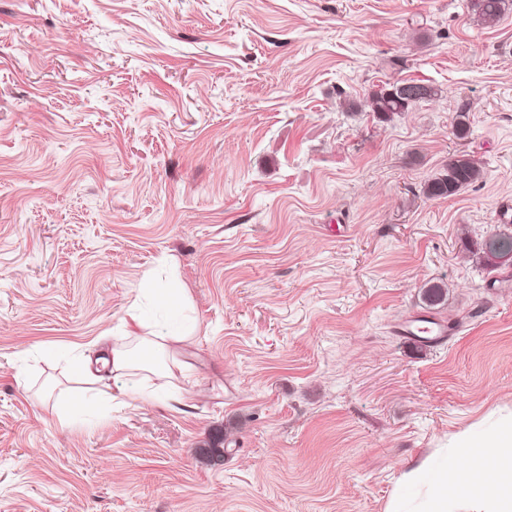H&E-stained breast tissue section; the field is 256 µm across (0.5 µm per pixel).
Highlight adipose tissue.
<instances>
[{"label": "adipose tissue", "instance_id": "obj_1", "mask_svg": "<svg viewBox=\"0 0 512 512\" xmlns=\"http://www.w3.org/2000/svg\"><path fill=\"white\" fill-rule=\"evenodd\" d=\"M181 328L155 331L142 337L138 350L112 348L99 357V374L93 382H103L105 375L148 367L155 352L165 350L167 343L182 340ZM452 455L435 456L423 461L406 475L405 486L394 494L387 512H411L407 496L412 486L425 491L420 512H456V502L473 506L474 512H512V417L497 424L463 432L453 442ZM483 455L495 468L497 478L488 484L461 472L458 460L473 454Z\"/></svg>", "mask_w": 512, "mask_h": 512}]
</instances>
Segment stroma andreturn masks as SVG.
<instances>
[{"label":"stroma","mask_w":512,"mask_h":512,"mask_svg":"<svg viewBox=\"0 0 512 512\" xmlns=\"http://www.w3.org/2000/svg\"><path fill=\"white\" fill-rule=\"evenodd\" d=\"M402 81L438 94L381 121ZM507 201L512 7L0 0V512H386L512 412V260L474 258ZM434 282L456 328L407 342ZM136 301L190 336L94 398L73 356ZM508 3V0H468L467 8L474 21L491 27L500 21ZM482 176L483 170L473 158L467 154L456 155L425 183L423 193L430 199L449 198L479 182Z\"/></svg>","instance_id":"stroma-1"}]
</instances>
